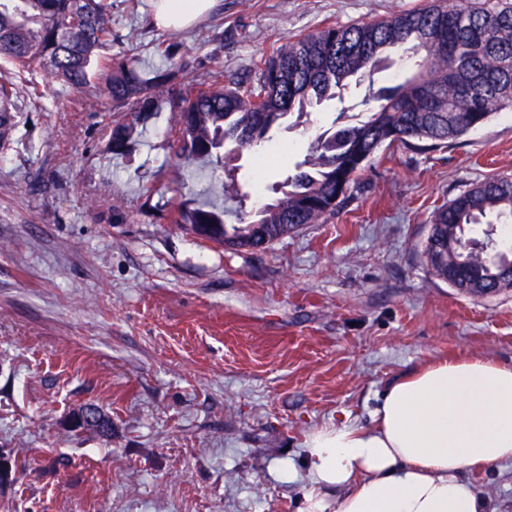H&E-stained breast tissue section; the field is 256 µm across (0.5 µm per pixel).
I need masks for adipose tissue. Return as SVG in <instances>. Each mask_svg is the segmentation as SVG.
Returning a JSON list of instances; mask_svg holds the SVG:
<instances>
[{
	"label": "adipose tissue",
	"mask_w": 512,
	"mask_h": 512,
	"mask_svg": "<svg viewBox=\"0 0 512 512\" xmlns=\"http://www.w3.org/2000/svg\"><path fill=\"white\" fill-rule=\"evenodd\" d=\"M216 0H156L163 27ZM512 461V366L440 360L384 391L370 427L320 428L288 478L307 479L299 512H495L465 478Z\"/></svg>",
	"instance_id": "obj_1"
}]
</instances>
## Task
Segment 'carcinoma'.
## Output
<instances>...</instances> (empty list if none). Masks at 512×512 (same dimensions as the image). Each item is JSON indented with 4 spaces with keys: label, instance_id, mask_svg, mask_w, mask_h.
Returning <instances> with one entry per match:
<instances>
[{
    "label": "carcinoma",
    "instance_id": "obj_1",
    "mask_svg": "<svg viewBox=\"0 0 512 512\" xmlns=\"http://www.w3.org/2000/svg\"><path fill=\"white\" fill-rule=\"evenodd\" d=\"M112 45L111 0H0V65L19 72L43 71L81 94L86 104L107 98L126 109L112 126V153L130 151L142 118L163 107L178 116L175 154L221 160L218 136L239 127L252 132L242 144L251 150L265 141L269 126L262 112L283 117L303 114L341 95L351 79H371L389 51L413 49L414 72L403 82L378 89L364 104L363 123L316 135L311 167L288 177V191L268 205L254 201L248 211H230L191 199L168 201L172 223L187 224L204 239L232 249H256L336 213L361 184L366 163L386 142L446 144L485 124L512 106V5L497 0H446L439 5L403 11L380 20L327 25L276 47L268 60L253 67L246 80L189 88L172 82L185 67L175 46L161 50L168 69L147 79L130 53L106 57L94 75L98 52ZM483 73L492 85L468 97L460 81ZM97 83H92L91 76ZM20 88L0 78V141L13 129ZM262 214L267 240L253 237L256 211ZM512 216V178L494 176L457 194L431 218L429 238L450 241L451 273L461 260L471 273L451 287L462 293L488 288L508 268L504 252L464 239L465 228L490 215Z\"/></svg>",
    "mask_w": 512,
    "mask_h": 512
}]
</instances>
